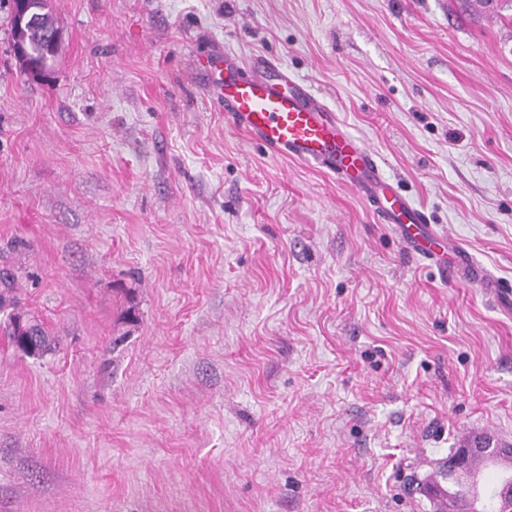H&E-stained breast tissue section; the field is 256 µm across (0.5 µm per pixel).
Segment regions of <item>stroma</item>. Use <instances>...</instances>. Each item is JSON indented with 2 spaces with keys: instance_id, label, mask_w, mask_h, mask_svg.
I'll list each match as a JSON object with an SVG mask.
<instances>
[{
  "instance_id": "stroma-1",
  "label": "stroma",
  "mask_w": 512,
  "mask_h": 512,
  "mask_svg": "<svg viewBox=\"0 0 512 512\" xmlns=\"http://www.w3.org/2000/svg\"><path fill=\"white\" fill-rule=\"evenodd\" d=\"M23 76L0 8V512H434L450 449L512 444V315L208 96L283 63L430 226L512 286V10L470 0H52ZM12 293L11 281L7 278H4V288L0 291V306L13 307L11 313L8 315V335L13 345L25 356L29 357H43L48 352L52 351L53 340L43 323L34 318L35 322L30 320H25L31 323L32 330L34 331V335L37 336V348L38 351L34 356H31L26 349L22 348L17 342L14 341V337L16 335L13 324L15 319H21L23 316L19 313L15 312V298L10 296Z\"/></svg>"
}]
</instances>
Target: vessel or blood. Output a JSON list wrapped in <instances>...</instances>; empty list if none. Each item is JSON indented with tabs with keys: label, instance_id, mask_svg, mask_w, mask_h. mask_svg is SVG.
<instances>
[{
	"label": "vessel or blood",
	"instance_id": "b4317fda",
	"mask_svg": "<svg viewBox=\"0 0 512 512\" xmlns=\"http://www.w3.org/2000/svg\"><path fill=\"white\" fill-rule=\"evenodd\" d=\"M205 73L213 102L250 139L319 166L369 201L413 251L446 264L447 237L429 228L425 213L382 174L372 150L308 86L269 59L245 62L219 49L209 56Z\"/></svg>",
	"mask_w": 512,
	"mask_h": 512
}]
</instances>
